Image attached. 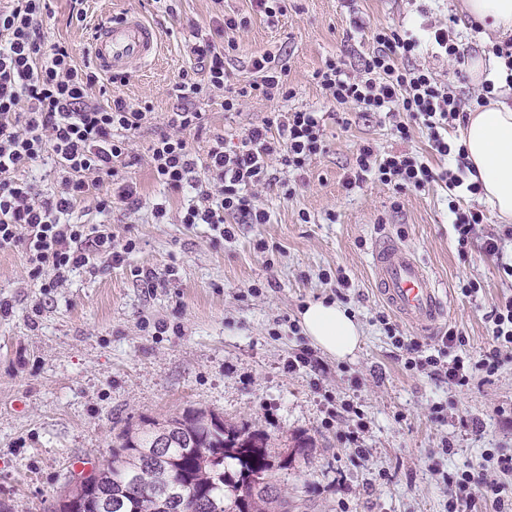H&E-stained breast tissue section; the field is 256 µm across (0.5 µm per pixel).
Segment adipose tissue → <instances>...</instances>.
I'll use <instances>...</instances> for the list:
<instances>
[{"label": "adipose tissue", "mask_w": 512, "mask_h": 512, "mask_svg": "<svg viewBox=\"0 0 512 512\" xmlns=\"http://www.w3.org/2000/svg\"><path fill=\"white\" fill-rule=\"evenodd\" d=\"M467 18L512 34V0H461ZM459 144L476 172L483 195L504 222L512 221V106L500 101L471 111ZM306 335L339 359L352 355L362 335L348 311L334 301L308 302L300 314Z\"/></svg>", "instance_id": "1"}]
</instances>
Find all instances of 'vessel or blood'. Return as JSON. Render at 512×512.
<instances>
[{
  "mask_svg": "<svg viewBox=\"0 0 512 512\" xmlns=\"http://www.w3.org/2000/svg\"><path fill=\"white\" fill-rule=\"evenodd\" d=\"M159 41L153 26L131 14L97 27L91 52L98 68L110 74L155 57ZM372 267L381 296L405 322L431 329L446 319L448 292L412 250L379 237L372 248Z\"/></svg>",
  "mask_w": 512,
  "mask_h": 512,
  "instance_id": "b4317fda",
  "label": "vessel or blood"
}]
</instances>
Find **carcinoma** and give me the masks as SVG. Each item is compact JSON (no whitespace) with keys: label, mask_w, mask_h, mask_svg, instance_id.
Wrapping results in <instances>:
<instances>
[{"label":"carcinoma","mask_w":512,"mask_h":512,"mask_svg":"<svg viewBox=\"0 0 512 512\" xmlns=\"http://www.w3.org/2000/svg\"><path fill=\"white\" fill-rule=\"evenodd\" d=\"M167 433V448L151 446L153 435ZM268 436L232 427L219 415L186 411L162 422L146 420L112 438L99 466V512H294L276 484V472L292 458L271 459ZM268 484L260 491L254 482Z\"/></svg>","instance_id":"carcinoma-1"}]
</instances>
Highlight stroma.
Segmentation results:
<instances>
[{
	"mask_svg": "<svg viewBox=\"0 0 512 512\" xmlns=\"http://www.w3.org/2000/svg\"><path fill=\"white\" fill-rule=\"evenodd\" d=\"M457 3L288 0L285 15L270 20L253 13L249 0H177L171 13L155 0H83L84 20L74 24L71 0H55L44 36L66 43L80 65L98 21L135 13L160 33L155 59L133 65L128 81L113 87L153 111L131 138L139 160L126 170L144 205L135 214L117 205L110 215L115 247L135 245L121 263L96 257L48 292L30 278L23 248L0 250V505L52 512L70 481L108 456L113 435L187 410L267 434L273 456H293L277 479L297 512H448L444 475L479 466L487 448L512 455V362L490 377L475 373L460 388L429 371L406 370L385 328L396 324L426 356L450 328L465 338L458 354L476 358L488 350V316L512 297V277L481 242L504 235L505 224L483 196L461 194L460 208L487 216L462 247L444 183L399 194L368 176L345 188L365 144L381 153L406 148L439 171L456 170L457 160L433 153L423 129L399 143L392 117L340 109L313 79L329 58L357 73L373 49L371 30L389 24L422 36L452 18L468 56L493 58L504 37L460 17ZM228 13L248 20L233 34L230 84L252 78L254 56L273 53L286 64L294 95L253 100L236 112L224 110L218 93L188 102L202 115L187 135L193 152L205 156L213 136L238 138L269 113L304 109L322 113L326 149L305 172L280 171L286 186L258 189L269 223H233L223 238L207 225L182 223L177 193L166 216L155 218L151 203L160 188L144 158L178 105L173 86L190 67L185 37ZM356 16L364 30L354 27ZM414 62L451 85L463 110L473 109L476 84L430 41ZM384 235L413 250L450 295L451 312L436 331L400 322L377 294L371 251ZM471 281L479 290L464 295ZM321 298L339 302L360 324L353 359L328 355L295 328L307 302ZM306 348L314 365L288 371L289 357ZM347 403L351 413L341 414ZM437 403L445 407L441 421L431 417ZM472 420L477 428H469ZM352 430L359 433L354 444Z\"/></svg>",
	"mask_w": 512,
	"mask_h": 512,
	"instance_id": "obj_1",
	"label": "stroma"
}]
</instances>
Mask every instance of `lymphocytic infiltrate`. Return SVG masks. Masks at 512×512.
<instances>
[{
  "mask_svg": "<svg viewBox=\"0 0 512 512\" xmlns=\"http://www.w3.org/2000/svg\"><path fill=\"white\" fill-rule=\"evenodd\" d=\"M0 10V249L22 247L29 275L42 287L63 285L74 269L92 257L111 252L109 224L74 220L77 205L96 201L98 212L114 203L130 212L142 207L140 194L124 174L130 153L129 133L151 118L149 107H139L111 94L91 63L77 65L68 46L46 44L41 33L53 0H11ZM374 47L360 75H350L341 59L326 60L313 78L337 105L354 104L366 112L394 116V135L411 139L414 127L427 129L430 147L449 155L452 147L443 131L459 120L461 101L427 68L409 65L420 42L395 26L373 31ZM186 47L200 68L199 74L182 73L174 85L177 99L187 100L212 91H224V109L239 111L251 100L292 96L285 68L273 65L270 55L253 58L255 80L238 88H225L224 59L236 51L235 40L217 46L202 28H194ZM200 113L184 108L167 115L168 134L148 149L155 180L173 192L192 187L195 194L182 211L186 224H206L223 232L226 218L241 224H265L268 212L256 205L253 189L277 183L273 164L301 171L323 152L322 118L318 112H276L262 125L250 128L234 148L223 136H214L205 158L193 153L185 137L199 126ZM53 157L59 173L55 190L43 192L21 178L25 169ZM207 180H200V173ZM373 175L396 192L419 190L440 180L449 188L481 194L479 183L466 179L465 170L434 172L413 153L396 150L378 153L363 145L355 158V174L346 186ZM493 346L481 359L468 362L449 351L465 338L448 331L437 354L418 359L420 344L404 340L396 327L388 332L396 348L406 354L404 366L414 370L430 366L434 375L467 386L474 371L494 375L512 361V297L495 306L489 316ZM512 472V455L486 451L483 465L457 472L448 480V512L461 503L491 502L494 512H512V493L489 472V464Z\"/></svg>",
  "mask_w": 512,
  "mask_h": 512,
  "instance_id": "f902f5d3",
  "label": "lymphocytic infiltrate"
}]
</instances>
